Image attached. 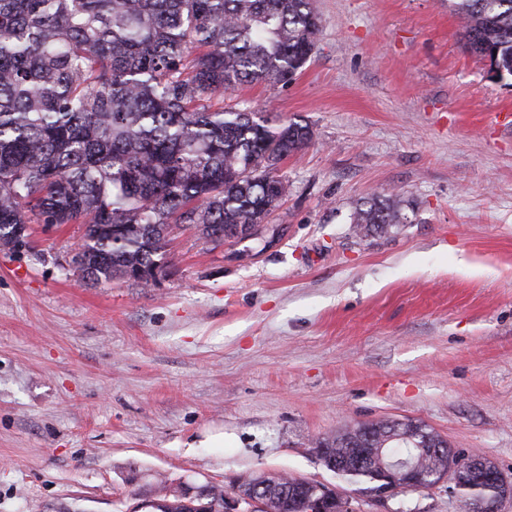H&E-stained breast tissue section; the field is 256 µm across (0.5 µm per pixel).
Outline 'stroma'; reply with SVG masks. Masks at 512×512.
Returning a JSON list of instances; mask_svg holds the SVG:
<instances>
[{
  "mask_svg": "<svg viewBox=\"0 0 512 512\" xmlns=\"http://www.w3.org/2000/svg\"><path fill=\"white\" fill-rule=\"evenodd\" d=\"M315 5L287 86L224 94L313 129L261 238L180 227L155 279L97 287L69 265L83 225L34 222L31 249L0 251V512H129L162 475L279 474L359 512H468L451 480L382 503L315 457L386 419L512 481V78L465 51L448 0ZM394 193L406 222L359 241L354 203Z\"/></svg>",
  "mask_w": 512,
  "mask_h": 512,
  "instance_id": "35a3bbf8",
  "label": "stroma"
}]
</instances>
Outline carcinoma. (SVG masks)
Returning a JSON list of instances; mask_svg holds the SVG:
<instances>
[{"instance_id":"1","label":"carcinoma","mask_w":512,"mask_h":512,"mask_svg":"<svg viewBox=\"0 0 512 512\" xmlns=\"http://www.w3.org/2000/svg\"><path fill=\"white\" fill-rule=\"evenodd\" d=\"M467 51L512 77V0H454ZM321 20L314 0H0V249L29 246L28 224H82L69 265L85 281H149L175 225L213 243L256 236L288 196L285 158L313 138L310 124L224 107L244 84L278 87L311 58ZM398 201L353 206L356 237L403 223ZM447 440L412 419L361 423L314 442L316 458L369 494L378 468L359 448L412 455ZM421 471L448 468L416 457ZM462 466L454 486L469 512H491L506 479L492 462ZM273 512H303L311 489L262 478ZM150 512H202L160 479Z\"/></svg>"}]
</instances>
